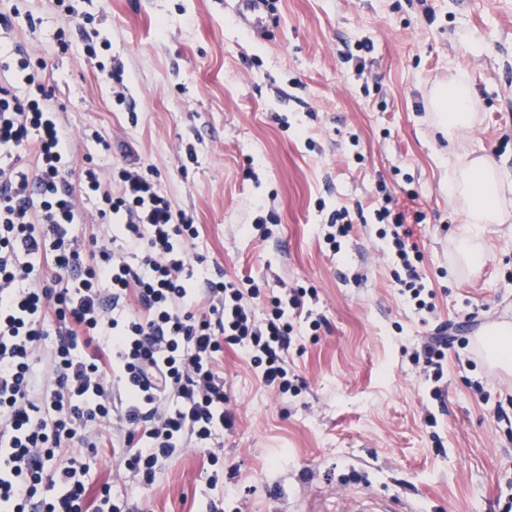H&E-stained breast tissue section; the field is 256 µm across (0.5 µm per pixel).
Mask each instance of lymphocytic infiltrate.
<instances>
[{"mask_svg": "<svg viewBox=\"0 0 512 512\" xmlns=\"http://www.w3.org/2000/svg\"><path fill=\"white\" fill-rule=\"evenodd\" d=\"M10 27L1 14L0 70L10 77L0 81V512H115L111 485L89 496V465L64 448L96 450L118 422L120 463L145 481L191 442L218 462L211 444L231 421L225 345L243 346L266 385L295 392L286 363L290 315L317 293L299 287L270 296L259 320V288L219 274L195 300L185 251L198 236L192 220L136 167L120 168L114 189L91 167L80 185L70 182L71 131L28 52L5 38ZM84 200L94 205L100 235L74 230L85 221ZM373 218L401 295L416 312L433 313L435 294L410 241L409 225L423 213L383 203ZM47 339L54 381L36 398L32 376ZM453 343L440 326L413 355L436 401Z\"/></svg>", "mask_w": 512, "mask_h": 512, "instance_id": "f902f5d3", "label": "lymphocytic infiltrate"}]
</instances>
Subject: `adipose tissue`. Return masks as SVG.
<instances>
[{"label":"adipose tissue","instance_id":"adipose-tissue-1","mask_svg":"<svg viewBox=\"0 0 512 512\" xmlns=\"http://www.w3.org/2000/svg\"><path fill=\"white\" fill-rule=\"evenodd\" d=\"M430 108L436 130L455 139L469 130L475 121L468 78L435 82L430 93ZM448 190L461 204L465 215L456 239L458 259L464 265L478 267L484 257V232L487 225L504 224L512 219L507 202L512 199V173L498 168L481 156L451 164Z\"/></svg>","mask_w":512,"mask_h":512}]
</instances>
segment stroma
Wrapping results in <instances>:
<instances>
[{
  "label": "stroma",
  "mask_w": 512,
  "mask_h": 512,
  "mask_svg": "<svg viewBox=\"0 0 512 512\" xmlns=\"http://www.w3.org/2000/svg\"><path fill=\"white\" fill-rule=\"evenodd\" d=\"M0 13L44 65L73 135L72 183L90 160L105 183L122 166L154 167L198 228L195 281L220 270L252 277L262 299L286 286L318 294L321 328L294 320L298 394L265 385L246 351L225 345L234 424L217 465L190 447L153 483L120 480L103 448L91 489L111 482L136 512H344L378 494L414 512H498L512 495V425L495 413L512 416V370L492 368L472 340L512 310V237L488 231L480 267L459 263L464 216L444 165L475 153L512 170V0H273L259 39L228 0H0ZM460 73L476 118L451 143L428 95ZM382 183L401 203L415 193L425 215L411 240L436 294L429 317L400 296L370 222ZM341 207L353 228L335 252L324 234ZM259 222L265 237L243 233ZM445 324L459 341L438 402L412 354Z\"/></svg>",
  "instance_id": "stroma-1"
}]
</instances>
